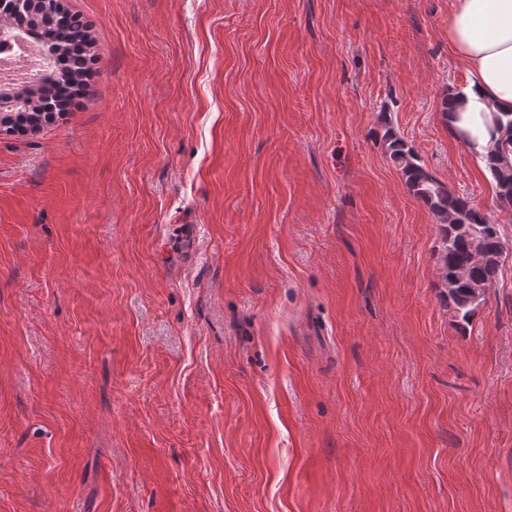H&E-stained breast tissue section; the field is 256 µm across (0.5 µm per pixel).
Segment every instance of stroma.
<instances>
[{"mask_svg": "<svg viewBox=\"0 0 512 512\" xmlns=\"http://www.w3.org/2000/svg\"><path fill=\"white\" fill-rule=\"evenodd\" d=\"M0 132V512H512V254L458 326L384 126L512 243L451 0H63ZM16 1L0 11V27L10 28L15 35L21 33L22 45L15 40L9 51L0 54V84L5 72L13 75L14 83L23 85L32 84L43 73L44 51L29 43L25 34L44 40L49 68L38 84L15 90L16 103L5 111L7 116L3 109L10 90L1 88L0 120L4 117L1 124L5 131L35 132L47 124L46 117L66 110V99L73 93L78 96L87 92L90 66L84 65L95 56L98 38L80 14L67 10L63 4L56 3L45 10L35 0ZM32 53H36L35 58Z\"/></svg>", "mask_w": 512, "mask_h": 512, "instance_id": "stroma-1", "label": "stroma"}]
</instances>
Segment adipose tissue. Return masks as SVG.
<instances>
[{
	"label": "adipose tissue",
	"mask_w": 512,
	"mask_h": 512,
	"mask_svg": "<svg viewBox=\"0 0 512 512\" xmlns=\"http://www.w3.org/2000/svg\"><path fill=\"white\" fill-rule=\"evenodd\" d=\"M448 43L468 72L448 99V129L478 156L490 155L496 116L512 112V0H452Z\"/></svg>",
	"instance_id": "adipose-tissue-1"
}]
</instances>
